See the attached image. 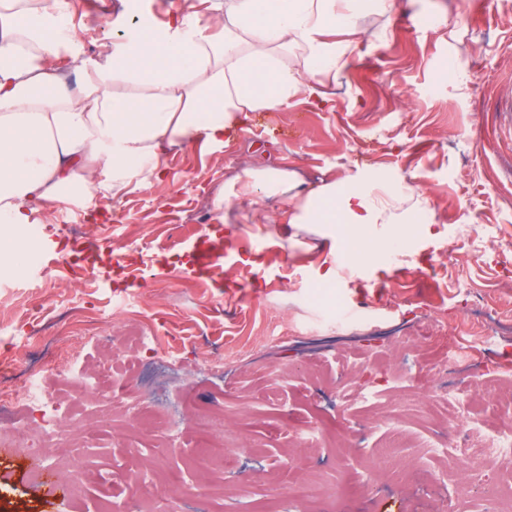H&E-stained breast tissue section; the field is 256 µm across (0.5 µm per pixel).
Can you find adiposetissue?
<instances>
[{
	"label": "adipose tissue",
	"mask_w": 512,
	"mask_h": 512,
	"mask_svg": "<svg viewBox=\"0 0 512 512\" xmlns=\"http://www.w3.org/2000/svg\"><path fill=\"white\" fill-rule=\"evenodd\" d=\"M394 0H172L165 22L141 20L112 41L103 62L59 73L76 43L69 0H0V228L30 221L34 204L108 207L159 183L174 148L221 146L255 112L323 98L354 50L361 13ZM413 194L377 179L332 180L304 189L295 171L248 170L213 205L277 199V221L344 227L364 251Z\"/></svg>",
	"instance_id": "obj_1"
}]
</instances>
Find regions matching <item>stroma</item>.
Listing matches in <instances>:
<instances>
[{
	"label": "stroma",
	"instance_id": "stroma-1",
	"mask_svg": "<svg viewBox=\"0 0 512 512\" xmlns=\"http://www.w3.org/2000/svg\"><path fill=\"white\" fill-rule=\"evenodd\" d=\"M71 3L80 57L98 60L112 33L86 20L122 19L125 0ZM418 15L433 25H413ZM360 29L345 67L324 81L325 104L255 113L225 147L183 146L161 184L109 209L32 214L41 232L25 244L39 262L0 283L12 327L85 337L84 364L101 356L98 331L115 348L94 443L79 435L80 400L49 445L65 464L107 471L140 457L145 467L73 495L60 486L66 473L35 478L12 440L18 404L0 413V512H126L140 499L147 512H190L203 499L209 512H480L497 489L512 494V464L468 481L466 411L449 412L421 359L420 327L403 344L393 336L435 317L451 331L449 351L475 355L472 299L512 300V0L494 12L479 0H398ZM270 168L312 185L412 181L433 230L407 225L396 251L356 260L359 239L255 223V209L275 215L277 200L214 209L235 174ZM81 220L99 249L72 273L43 242L64 241ZM204 242L239 254L223 285L191 271ZM143 255L138 287L119 272L102 284L103 263ZM177 416L211 418L235 467L204 470L188 434L154 437L155 421ZM168 478L181 494L144 499L145 483Z\"/></svg>",
	"mask_w": 512,
	"mask_h": 512
}]
</instances>
